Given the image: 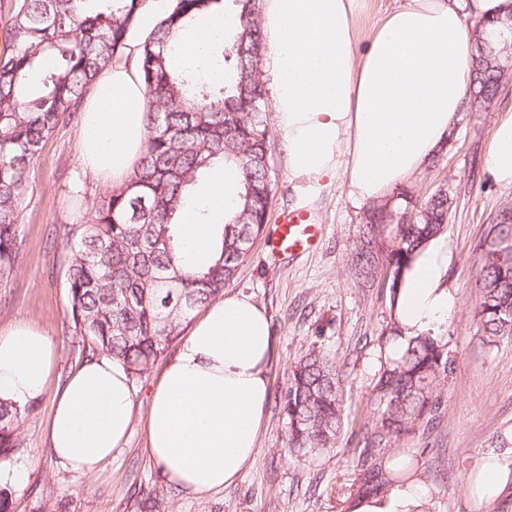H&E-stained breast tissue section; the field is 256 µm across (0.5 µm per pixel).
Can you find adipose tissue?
I'll return each instance as SVG.
<instances>
[{
  "label": "adipose tissue",
  "instance_id": "1",
  "mask_svg": "<svg viewBox=\"0 0 512 512\" xmlns=\"http://www.w3.org/2000/svg\"><path fill=\"white\" fill-rule=\"evenodd\" d=\"M475 19L512 20V0H398L363 36L353 0H264L266 69L291 177L313 193L342 176L355 202L391 200L445 146L466 108ZM234 31L221 14L188 26L176 39L177 64L194 66L216 36ZM145 101L137 68L122 63L105 67L87 94L80 158L99 179L120 185L135 170L146 139ZM488 171L512 189V110L495 123ZM233 180L227 169L211 175L203 191L210 212L233 213ZM214 231L185 204L182 256L208 262ZM443 270L435 243H427L395 302L404 335L447 322L454 296L441 285ZM272 351L269 318L249 295L225 292L194 321L154 381L148 408L145 451L168 482L204 496L254 462ZM53 359L45 330L26 323L0 330V400L22 407L41 397ZM134 406L133 383L119 361H86L53 398L47 436L54 456L75 476L94 475L125 443ZM482 476L487 506L512 493V448L491 456ZM433 505L415 475L354 498L349 510L433 512Z\"/></svg>",
  "mask_w": 512,
  "mask_h": 512
}]
</instances>
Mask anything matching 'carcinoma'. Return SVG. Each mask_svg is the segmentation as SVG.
<instances>
[{"label": "carcinoma", "mask_w": 512, "mask_h": 512, "mask_svg": "<svg viewBox=\"0 0 512 512\" xmlns=\"http://www.w3.org/2000/svg\"><path fill=\"white\" fill-rule=\"evenodd\" d=\"M150 2L17 0L0 27V285L21 264L36 159L59 126L79 123L87 90L122 57ZM224 11L236 16L237 32L212 45V63L227 69L224 85L212 86L200 77L206 61L181 70L170 57L186 25ZM475 41L469 102L489 105L500 83L487 55L504 65L508 53L488 49L484 33ZM264 49L259 0H171L137 45L146 90L141 160L124 186L89 206L87 220L64 225L56 241L82 357L117 359L132 379L142 378L182 323L222 293L248 257L276 183L266 90L257 72ZM218 165L234 170L241 203L221 226L217 258L198 268L177 252L176 213ZM398 196L396 207L366 211L350 261L353 276L366 283L389 270L392 303L423 245L447 230L450 209L439 189L423 200L405 188ZM511 205L498 209L475 247L473 318L487 345L512 338V222L500 219ZM447 372L445 344L431 333L405 339L380 369L376 419L360 442V489L377 492L403 476L380 458L440 413L432 394ZM342 382L336 360L315 348L292 367L279 403L290 452L306 457L335 446L346 412ZM25 413L0 401L1 458L21 446L17 427Z\"/></svg>", "instance_id": "cac0c4a2"}]
</instances>
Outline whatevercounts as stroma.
Returning a JSON list of instances; mask_svg holds the SVG:
<instances>
[{"mask_svg": "<svg viewBox=\"0 0 512 512\" xmlns=\"http://www.w3.org/2000/svg\"><path fill=\"white\" fill-rule=\"evenodd\" d=\"M509 109L512 84L487 108L463 112L440 164L425 167L407 184L422 198L446 187L454 200L441 237L444 282L456 301L454 312L436 331L448 351V374L433 392L442 420L417 426L401 442L433 490V512H477L467 495V480L486 455L512 448V339L483 345L472 318L474 248L499 207L512 202V189L497 186L487 172L495 122ZM77 133L74 125L58 127L37 159L22 226L21 266L0 286V330L25 322L46 330L55 348L46 392L19 424L21 445L0 459L2 470L26 471L22 483H0L10 512H146L151 500L164 502L169 512H348L359 493L351 449L376 417L373 384L386 355L381 336L390 320L389 290L379 280L361 284L349 271L365 208L349 197L345 179L305 192L289 177L279 145L273 148L277 185L269 219L277 221L282 211L303 205L322 224L323 237L317 250L280 262L267 260L265 240L257 238L231 285L265 307L273 336L271 394L254 464L234 483L202 497L187 495L165 480L145 452L149 391L164 366L160 360L134 384L136 419L127 443L93 477L79 478L53 459L45 436L51 401L81 358L70 333L64 271L50 238L63 225L82 220L88 201H100L112 190L83 166ZM77 186L86 199L75 197ZM312 348L346 369V417L333 449L298 458L288 451L279 401L292 367Z\"/></svg>", "mask_w": 512, "mask_h": 512, "instance_id": "obj_1", "label": "stroma"}]
</instances>
